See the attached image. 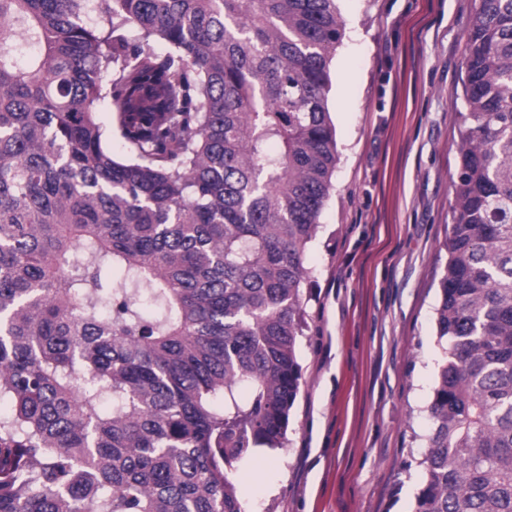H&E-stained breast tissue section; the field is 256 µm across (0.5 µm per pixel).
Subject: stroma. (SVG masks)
<instances>
[{"label": "stroma", "instance_id": "35a3bbf8", "mask_svg": "<svg viewBox=\"0 0 512 512\" xmlns=\"http://www.w3.org/2000/svg\"><path fill=\"white\" fill-rule=\"evenodd\" d=\"M339 160L309 243L287 442L230 476L245 512H414L474 0H340Z\"/></svg>", "mask_w": 512, "mask_h": 512}]
</instances>
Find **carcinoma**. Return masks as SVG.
<instances>
[{
  "instance_id": "carcinoma-1",
  "label": "carcinoma",
  "mask_w": 512,
  "mask_h": 512,
  "mask_svg": "<svg viewBox=\"0 0 512 512\" xmlns=\"http://www.w3.org/2000/svg\"><path fill=\"white\" fill-rule=\"evenodd\" d=\"M338 2L0 0V512H245L300 392ZM474 2L415 512H512V0Z\"/></svg>"
}]
</instances>
